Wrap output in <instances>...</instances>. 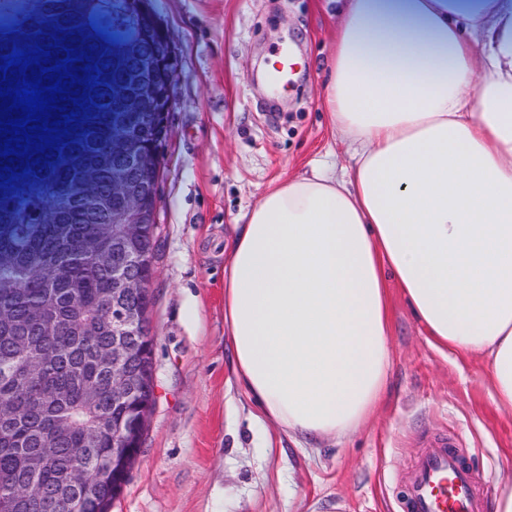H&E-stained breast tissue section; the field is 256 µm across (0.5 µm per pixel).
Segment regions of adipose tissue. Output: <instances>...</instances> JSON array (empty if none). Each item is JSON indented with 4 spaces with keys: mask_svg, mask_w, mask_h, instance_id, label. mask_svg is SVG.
Instances as JSON below:
<instances>
[{
    "mask_svg": "<svg viewBox=\"0 0 512 512\" xmlns=\"http://www.w3.org/2000/svg\"><path fill=\"white\" fill-rule=\"evenodd\" d=\"M336 3L322 102L354 165L270 184L237 225L234 374L287 431L357 430L388 390L393 282L436 345L488 360L510 410L512 0Z\"/></svg>",
    "mask_w": 512,
    "mask_h": 512,
    "instance_id": "adipose-tissue-1",
    "label": "adipose tissue"
}]
</instances>
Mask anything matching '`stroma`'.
Returning a JSON list of instances; mask_svg holds the SVG:
<instances>
[{
	"label": "stroma",
	"instance_id": "obj_1",
	"mask_svg": "<svg viewBox=\"0 0 512 512\" xmlns=\"http://www.w3.org/2000/svg\"><path fill=\"white\" fill-rule=\"evenodd\" d=\"M172 37L175 109L159 186L149 328L156 401L110 512H403L432 438L457 441L485 502L512 487V412L491 400L488 362L432 344L390 289L388 396L358 431L308 442L261 420L230 365L224 266L236 224L272 182L352 149L321 103L334 0H152ZM296 54L288 88L263 74Z\"/></svg>",
	"mask_w": 512,
	"mask_h": 512
}]
</instances>
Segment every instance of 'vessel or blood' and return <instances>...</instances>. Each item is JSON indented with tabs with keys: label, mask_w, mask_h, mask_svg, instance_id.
I'll list each match as a JSON object with an SVG mask.
<instances>
[{
	"label": "vessel or blood",
	"mask_w": 512,
	"mask_h": 512,
	"mask_svg": "<svg viewBox=\"0 0 512 512\" xmlns=\"http://www.w3.org/2000/svg\"><path fill=\"white\" fill-rule=\"evenodd\" d=\"M294 64L289 55L275 53L267 80L285 88ZM404 512H482L483 502L470 467L454 440L441 437L434 450L417 459L405 483Z\"/></svg>",
	"instance_id": "vessel-or-blood-1"
}]
</instances>
